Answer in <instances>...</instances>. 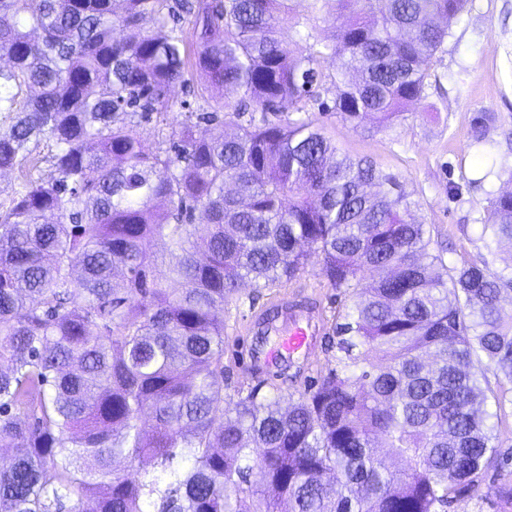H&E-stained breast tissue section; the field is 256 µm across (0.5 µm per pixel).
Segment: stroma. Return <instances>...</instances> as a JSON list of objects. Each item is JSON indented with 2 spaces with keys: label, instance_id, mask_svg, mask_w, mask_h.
Returning a JSON list of instances; mask_svg holds the SVG:
<instances>
[{
  "label": "stroma",
  "instance_id": "35a3bbf8",
  "mask_svg": "<svg viewBox=\"0 0 512 512\" xmlns=\"http://www.w3.org/2000/svg\"><path fill=\"white\" fill-rule=\"evenodd\" d=\"M480 112L499 117L489 134L498 169L486 176L471 144L472 121ZM311 116L339 149L399 176L413 217L442 246L445 261L486 260L494 269L512 263L510 252L488 255L480 238L490 195L506 187L498 171L512 168V0H468L436 55L423 99L393 127L355 130L336 114L315 109ZM285 296L313 303L316 335L310 351L278 352L280 333L288 327L282 320L263 347L255 345L256 320L266 305ZM342 307V298L314 263L281 293L244 282L239 298L224 306V362L233 368L234 384L260 386L284 406L294 402L305 379L324 377L335 367L336 351L327 338ZM496 444L501 452L497 466L448 512H512V499L497 493L512 486L511 413L496 431Z\"/></svg>",
  "mask_w": 512,
  "mask_h": 512
}]
</instances>
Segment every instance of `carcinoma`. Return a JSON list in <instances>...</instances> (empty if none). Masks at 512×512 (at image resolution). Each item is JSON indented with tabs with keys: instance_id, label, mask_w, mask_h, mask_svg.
Masks as SVG:
<instances>
[{
	"instance_id": "1",
	"label": "carcinoma",
	"mask_w": 512,
	"mask_h": 512,
	"mask_svg": "<svg viewBox=\"0 0 512 512\" xmlns=\"http://www.w3.org/2000/svg\"><path fill=\"white\" fill-rule=\"evenodd\" d=\"M304 1L348 2L0 0V172L51 167L0 214V512H447L498 460L512 387L473 364L512 384V268L447 265L398 175L306 116L323 88L352 128L394 125L466 0H354L330 41ZM195 72L206 137L171 114ZM154 116L172 132L148 153L134 119ZM496 121L478 113L473 143ZM481 240L512 248V190ZM312 256L344 297L336 369L286 412L229 397L224 303Z\"/></svg>"
}]
</instances>
